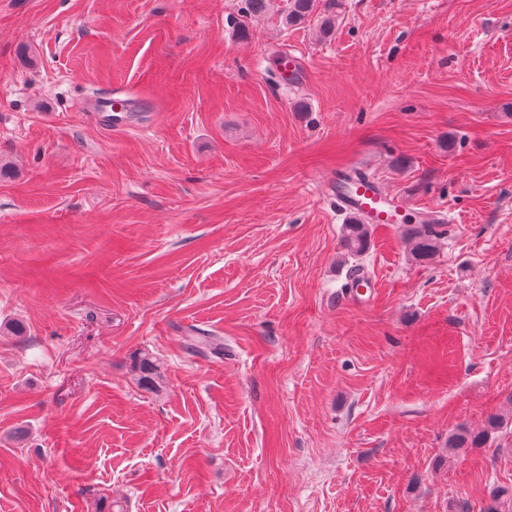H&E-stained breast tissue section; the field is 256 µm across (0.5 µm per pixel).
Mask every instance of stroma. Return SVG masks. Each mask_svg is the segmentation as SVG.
I'll use <instances>...</instances> for the list:
<instances>
[{
    "mask_svg": "<svg viewBox=\"0 0 512 512\" xmlns=\"http://www.w3.org/2000/svg\"><path fill=\"white\" fill-rule=\"evenodd\" d=\"M338 2L331 36L273 11L241 39V0H0V325L24 327L0 332V512L512 489V0ZM114 92L118 129L92 106ZM353 168L448 219L433 260L398 224L347 254L330 186ZM190 348L203 356L224 357V344L212 336H187ZM131 367L138 385L144 389H152L161 379L159 359L150 351L135 354ZM503 422L499 417H489L487 428L477 433H472L469 430L462 429L459 432L451 435L448 438V448H480L488 436L489 430L499 429Z\"/></svg>",
    "mask_w": 512,
    "mask_h": 512,
    "instance_id": "35a3bbf8",
    "label": "stroma"
}]
</instances>
